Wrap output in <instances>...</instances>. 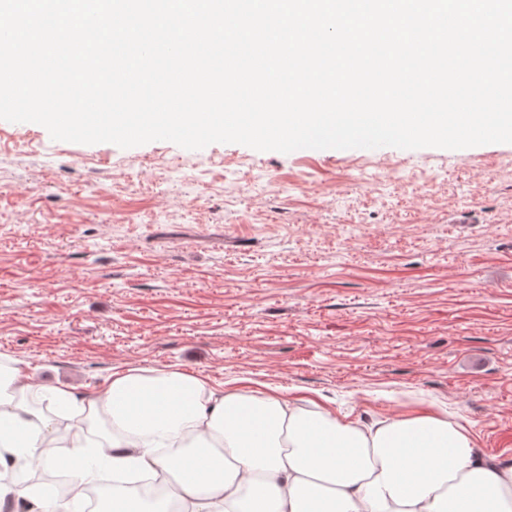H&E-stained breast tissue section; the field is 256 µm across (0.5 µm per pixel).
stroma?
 I'll list each match as a JSON object with an SVG mask.
<instances>
[{"label": "stroma", "instance_id": "obj_1", "mask_svg": "<svg viewBox=\"0 0 512 512\" xmlns=\"http://www.w3.org/2000/svg\"><path fill=\"white\" fill-rule=\"evenodd\" d=\"M0 363L434 412L512 462V144L124 149L0 120Z\"/></svg>", "mask_w": 512, "mask_h": 512}]
</instances>
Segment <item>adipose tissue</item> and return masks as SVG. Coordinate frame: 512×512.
<instances>
[{
	"label": "adipose tissue",
	"mask_w": 512,
	"mask_h": 512,
	"mask_svg": "<svg viewBox=\"0 0 512 512\" xmlns=\"http://www.w3.org/2000/svg\"><path fill=\"white\" fill-rule=\"evenodd\" d=\"M40 391L80 424L60 435L34 423L18 369L0 365V467L16 473L0 506L12 512H80L106 470L104 512H512V464L431 412L344 421L182 371L116 372L90 396ZM32 465L65 472L71 501L25 485ZM129 474L160 481L163 498L134 494Z\"/></svg>",
	"instance_id": "ef3b65f1"
}]
</instances>
